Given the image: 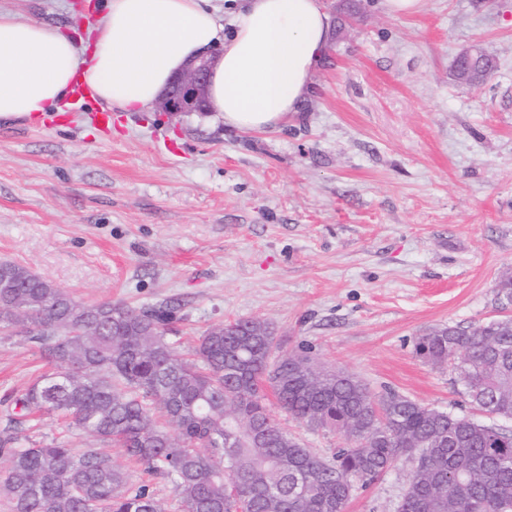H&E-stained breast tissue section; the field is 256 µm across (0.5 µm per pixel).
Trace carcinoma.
<instances>
[{
  "label": "carcinoma",
  "instance_id": "obj_1",
  "mask_svg": "<svg viewBox=\"0 0 512 512\" xmlns=\"http://www.w3.org/2000/svg\"><path fill=\"white\" fill-rule=\"evenodd\" d=\"M495 69L480 55L464 80ZM172 309L86 305L26 266L0 262V333L16 329L53 365L14 401L9 422L56 414L173 486L181 512H345L401 457L396 512H512V428L372 391L343 371L284 353L270 325L210 328L187 359L166 336ZM415 354L446 366L470 405L512 421V318L441 325ZM311 430L343 434L321 457L288 434L269 398ZM0 495L12 512H165L100 448L0 438Z\"/></svg>",
  "mask_w": 512,
  "mask_h": 512
}]
</instances>
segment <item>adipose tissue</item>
Masks as SVG:
<instances>
[{"label":"adipose tissue","instance_id":"obj_1","mask_svg":"<svg viewBox=\"0 0 512 512\" xmlns=\"http://www.w3.org/2000/svg\"><path fill=\"white\" fill-rule=\"evenodd\" d=\"M330 21L321 0H248L227 27L207 0H99L87 49L0 6V118L59 110L77 78L97 102L143 112L191 57L216 47L212 111L239 130L275 131L306 99Z\"/></svg>","mask_w":512,"mask_h":512}]
</instances>
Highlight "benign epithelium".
Masks as SVG:
<instances>
[{
	"label": "benign epithelium",
	"instance_id": "obj_1",
	"mask_svg": "<svg viewBox=\"0 0 512 512\" xmlns=\"http://www.w3.org/2000/svg\"><path fill=\"white\" fill-rule=\"evenodd\" d=\"M218 54V50L211 49L189 60L159 98V108L171 113L209 111L208 80Z\"/></svg>",
	"mask_w": 512,
	"mask_h": 512
}]
</instances>
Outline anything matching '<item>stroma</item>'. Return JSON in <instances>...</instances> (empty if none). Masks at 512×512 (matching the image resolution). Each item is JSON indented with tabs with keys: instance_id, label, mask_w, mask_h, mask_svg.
Returning a JSON list of instances; mask_svg holds the SVG:
<instances>
[{
	"instance_id": "35a3bbf8",
	"label": "stroma",
	"mask_w": 512,
	"mask_h": 512,
	"mask_svg": "<svg viewBox=\"0 0 512 512\" xmlns=\"http://www.w3.org/2000/svg\"><path fill=\"white\" fill-rule=\"evenodd\" d=\"M327 48L300 112L278 131L243 132L216 113L113 110L103 136L72 125L0 122V260L75 299L172 304L167 334L189 353L210 327L269 323L282 348L372 390L462 414L447 368L414 354L443 325L512 316L495 299L512 275V0H322ZM20 19L87 38L76 0H13ZM476 46L497 62L474 87L454 70ZM47 365L22 335L0 336V429ZM320 456L346 446L284 412ZM21 443L97 442L56 417ZM405 461L355 492L346 512H394Z\"/></svg>"
}]
</instances>
